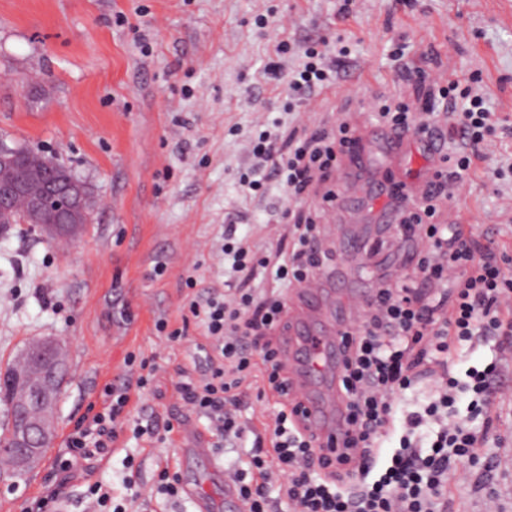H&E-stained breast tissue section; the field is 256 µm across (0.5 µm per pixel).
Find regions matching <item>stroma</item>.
<instances>
[{
	"mask_svg": "<svg viewBox=\"0 0 512 512\" xmlns=\"http://www.w3.org/2000/svg\"><path fill=\"white\" fill-rule=\"evenodd\" d=\"M0 0V141L54 157L88 186L89 224L75 239L52 242L28 225L0 233V371L25 344L52 337L64 344L68 365L56 406L55 438L28 473L0 474V512H22L53 472L65 438L106 385L122 382L124 358L155 359L158 395L132 400L133 418L182 425L171 441L121 435L96 464L93 477L125 495L123 460L135 456L138 483L150 489L160 465L177 471L183 486L202 465L182 462L183 449L209 437L208 422L182 407L175 385L192 366L200 328L179 343L154 328L163 316L182 324L188 270L220 280L218 256L225 222L261 253L288 239L287 223L270 220L288 199L245 196L238 185L246 141L256 123L280 118L286 84L262 74L276 37L344 39L351 65L339 88L301 107L294 126L332 125L348 113L356 131L381 133L372 100L385 94L418 108L427 86L396 73L391 51L430 80L479 75V92L500 117L512 120V0ZM268 14L266 28L254 25ZM237 135H229V127ZM468 182L455 189L438 220L463 212L474 233L498 229L512 254V182L493 183L499 160L512 156V137L493 139ZM353 192H344L322 218L334 266L354 261L344 239L354 220ZM370 267L371 259H356ZM163 275H155L157 263ZM453 372L499 359L506 389L492 416L494 428L476 459L457 462L448 485L453 512H483L495 497L512 512V350L493 344L460 347ZM491 473H484V466Z\"/></svg>",
	"mask_w": 512,
	"mask_h": 512,
	"instance_id": "obj_1",
	"label": "stroma"
}]
</instances>
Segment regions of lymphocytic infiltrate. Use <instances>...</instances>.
<instances>
[{
  "mask_svg": "<svg viewBox=\"0 0 512 512\" xmlns=\"http://www.w3.org/2000/svg\"><path fill=\"white\" fill-rule=\"evenodd\" d=\"M273 52L265 71L273 79H287L291 113L335 88L349 56L347 47L323 38L299 46L278 39ZM293 53L298 65L282 72L280 58ZM375 111L388 128L424 136L433 135L440 116H447L455 146L440 157L437 179L420 203L396 216L401 234L420 245L410 258L411 275L379 280L357 329L342 336L347 434L340 448H326L302 427L282 350L267 341L285 322L284 300L235 286L261 270L285 285L300 284L325 267L331 255L321 247L318 212L294 214L292 250L279 263L252 247L237 225H225L219 249L226 264L223 287L201 288L195 276H187L182 327L170 328L164 317L155 321L168 342L181 341L190 323L208 341L203 362L180 370L176 390L224 447L239 448L252 438L246 468L233 475L247 512H279L284 503L292 512H448L453 466L476 457L481 432L453 419L459 393H472L469 407L483 416L482 430L493 426L490 416L501 391L498 362L468 368L460 379L452 372L450 351L488 341L500 350L512 346V263L499 248L496 229L479 237L470 225L437 223L436 214L438 201L469 179L498 121L471 83L458 79L438 87L434 100L419 112L385 97ZM354 143L343 120L293 136L286 147L277 126L255 129L248 139L254 163L240 173L239 184L256 193L275 185L289 198L303 200L331 179ZM125 367L123 382L107 388L102 410L66 438L64 452L55 458L54 481L28 502L25 512H59L63 491L81 463L111 448L124 428L137 439L171 438L173 421L160 427L129 422L131 393L151 387L156 363L131 354ZM422 381L432 385L428 403L406 412L400 446L387 464H380L397 395ZM252 393L260 399L273 396L279 405L273 424L255 433L240 420Z\"/></svg>",
  "mask_w": 512,
  "mask_h": 512,
  "instance_id": "lymphocytic-infiltrate-1",
  "label": "lymphocytic infiltrate"
}]
</instances>
